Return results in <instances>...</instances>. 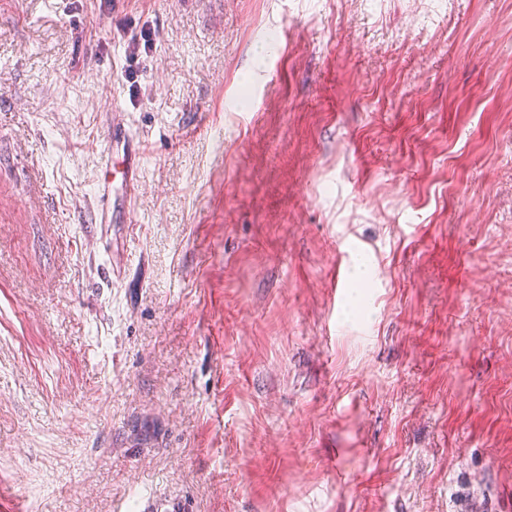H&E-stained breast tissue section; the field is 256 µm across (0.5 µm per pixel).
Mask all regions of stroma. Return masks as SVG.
<instances>
[{
  "label": "stroma",
  "instance_id": "35a3bbf8",
  "mask_svg": "<svg viewBox=\"0 0 512 512\" xmlns=\"http://www.w3.org/2000/svg\"><path fill=\"white\" fill-rule=\"evenodd\" d=\"M0 490L512 512V0H0ZM121 139L123 143V156L121 160L122 171L121 173V199L118 200L114 194V187L112 186V223L121 224L123 221L118 220V215L121 214L124 201L127 197L131 198L141 185L140 180V153L135 151L129 144L132 142V135L126 124L118 118H112V139ZM127 144V147L126 146Z\"/></svg>",
  "mask_w": 512,
  "mask_h": 512
}]
</instances>
